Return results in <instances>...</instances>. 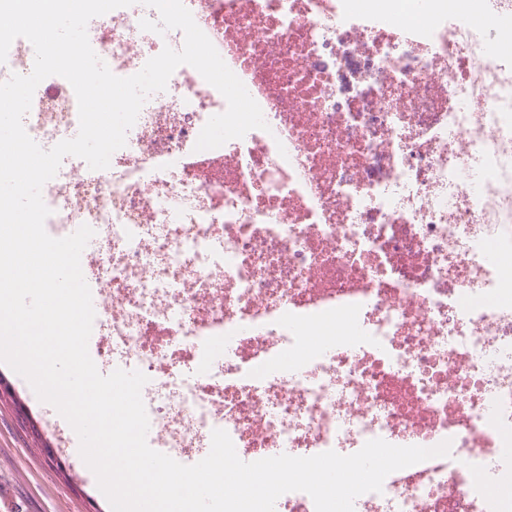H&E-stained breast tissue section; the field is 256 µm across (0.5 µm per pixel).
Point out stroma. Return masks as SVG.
I'll return each mask as SVG.
<instances>
[{
    "instance_id": "stroma-1",
    "label": "stroma",
    "mask_w": 512,
    "mask_h": 512,
    "mask_svg": "<svg viewBox=\"0 0 512 512\" xmlns=\"http://www.w3.org/2000/svg\"><path fill=\"white\" fill-rule=\"evenodd\" d=\"M21 421L13 400L0 394V493L28 512H111L93 472L80 455L64 471L56 449L40 445Z\"/></svg>"
}]
</instances>
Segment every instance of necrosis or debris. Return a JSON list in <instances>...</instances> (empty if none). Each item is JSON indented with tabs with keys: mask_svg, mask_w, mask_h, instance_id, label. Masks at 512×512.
<instances>
[{
	"mask_svg": "<svg viewBox=\"0 0 512 512\" xmlns=\"http://www.w3.org/2000/svg\"><path fill=\"white\" fill-rule=\"evenodd\" d=\"M391 2L184 0L266 129L196 150L227 102L180 66L109 168L62 163L45 229L98 238L96 357L147 376L154 450L201 460L216 429L249 462L448 439L354 512H512V53L440 0ZM144 18L138 0L87 26L117 76L183 46ZM23 123L45 149L75 137L70 83L44 79Z\"/></svg>",
	"mask_w": 512,
	"mask_h": 512,
	"instance_id": "4bbe7bcc",
	"label": "necrosis or debris"
}]
</instances>
